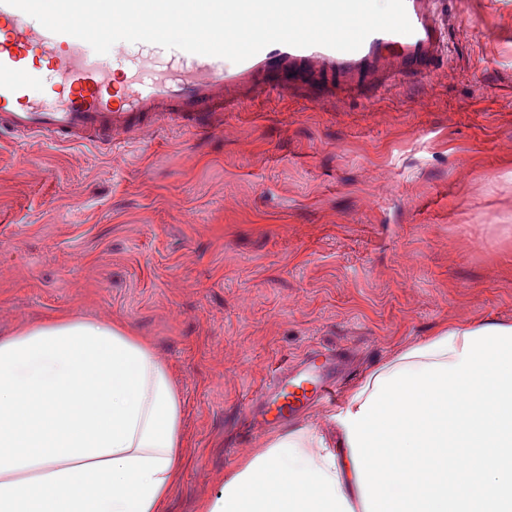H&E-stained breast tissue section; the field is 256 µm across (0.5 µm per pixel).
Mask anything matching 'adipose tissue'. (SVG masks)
<instances>
[{
	"instance_id": "1",
	"label": "adipose tissue",
	"mask_w": 512,
	"mask_h": 512,
	"mask_svg": "<svg viewBox=\"0 0 512 512\" xmlns=\"http://www.w3.org/2000/svg\"><path fill=\"white\" fill-rule=\"evenodd\" d=\"M464 327L399 349L348 391L358 412L396 370L452 364ZM171 368L119 323L60 314L0 336V512H169L188 455ZM362 490L348 442L273 435L198 512H353Z\"/></svg>"
}]
</instances>
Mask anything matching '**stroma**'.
Segmentation results:
<instances>
[{
  "label": "stroma",
  "instance_id": "obj_1",
  "mask_svg": "<svg viewBox=\"0 0 512 512\" xmlns=\"http://www.w3.org/2000/svg\"><path fill=\"white\" fill-rule=\"evenodd\" d=\"M430 77L336 106L270 95L200 136L0 134V336L72 313L170 365L195 512L264 448L242 410L282 362L358 384L454 323L512 322V0H446Z\"/></svg>",
  "mask_w": 512,
  "mask_h": 512
}]
</instances>
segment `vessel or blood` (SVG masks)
I'll list each match as a JSON object with an SVG mask.
<instances>
[{"mask_svg": "<svg viewBox=\"0 0 512 512\" xmlns=\"http://www.w3.org/2000/svg\"><path fill=\"white\" fill-rule=\"evenodd\" d=\"M438 0H404L412 33L375 32L358 50L315 45L271 44L251 58H223L145 43L139 56L116 77L92 47L71 35L53 33L36 19L0 0V130L20 136L46 133L69 142L111 143L139 137L147 127H182L206 133L224 115L277 89L305 94L316 103L361 98L398 85L408 76L429 77L448 44V23ZM62 62V92L53 107L31 95L42 71L30 60ZM336 360L311 349L300 364L283 367L255 399L262 416L283 423L329 398Z\"/></svg>", "mask_w": 512, "mask_h": 512, "instance_id": "obj_1", "label": "vessel or blood"}]
</instances>
